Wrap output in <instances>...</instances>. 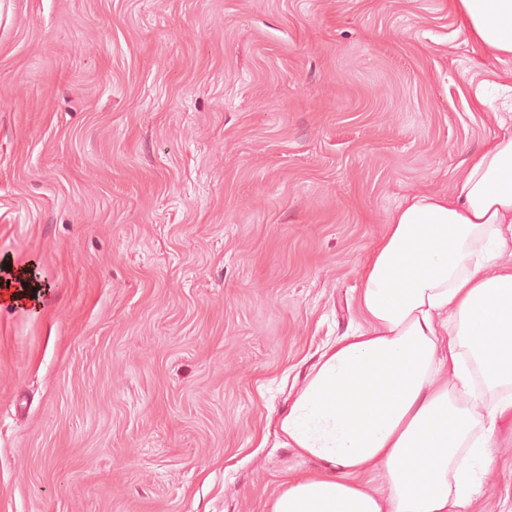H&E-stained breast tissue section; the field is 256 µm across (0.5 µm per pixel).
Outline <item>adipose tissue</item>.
Here are the masks:
<instances>
[{"mask_svg":"<svg viewBox=\"0 0 512 512\" xmlns=\"http://www.w3.org/2000/svg\"><path fill=\"white\" fill-rule=\"evenodd\" d=\"M485 55L512 60V0H452ZM450 193L406 199L360 271L361 323L326 345L277 422L320 472L272 512H467L512 414V124Z\"/></svg>","mask_w":512,"mask_h":512,"instance_id":"ef3b65f1","label":"adipose tissue"}]
</instances>
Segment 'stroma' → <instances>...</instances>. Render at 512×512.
<instances>
[{"mask_svg": "<svg viewBox=\"0 0 512 512\" xmlns=\"http://www.w3.org/2000/svg\"><path fill=\"white\" fill-rule=\"evenodd\" d=\"M449 0H0V512H270L275 422L405 199L496 129ZM484 87L488 103L476 106ZM470 512H512V420Z\"/></svg>", "mask_w": 512, "mask_h": 512, "instance_id": "stroma-1", "label": "stroma"}]
</instances>
